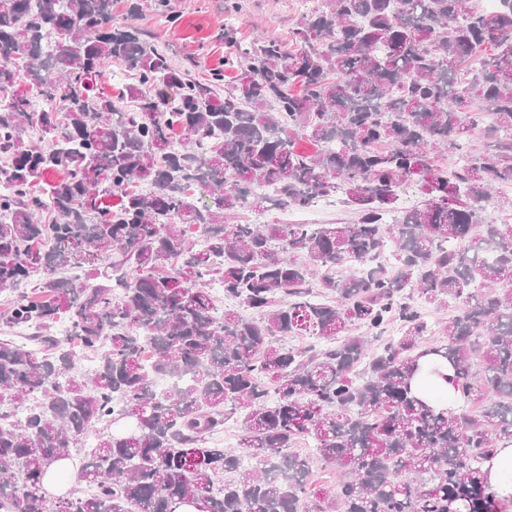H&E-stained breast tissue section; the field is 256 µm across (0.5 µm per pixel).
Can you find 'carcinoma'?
<instances>
[{"label":"carcinoma","mask_w":512,"mask_h":512,"mask_svg":"<svg viewBox=\"0 0 512 512\" xmlns=\"http://www.w3.org/2000/svg\"><path fill=\"white\" fill-rule=\"evenodd\" d=\"M112 4L0 0V293L29 332L0 338V403L24 412L0 411V512H497L481 466L512 444V224L481 214L512 207V0H321L204 78ZM114 62L138 79L117 97ZM332 196L356 219L224 223ZM84 260L104 269L71 275ZM450 299L431 327L422 303ZM421 349L454 367L449 415L411 394ZM73 448L99 494L51 497Z\"/></svg>","instance_id":"obj_1"}]
</instances>
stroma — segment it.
<instances>
[{
    "mask_svg": "<svg viewBox=\"0 0 512 512\" xmlns=\"http://www.w3.org/2000/svg\"><path fill=\"white\" fill-rule=\"evenodd\" d=\"M300 12L299 0H238V10L232 14L225 13L224 0H170L164 14L130 13L129 0H114L112 7L117 21L140 27L166 43L177 65H191L200 75L217 67L229 49L219 30L231 28L247 40H284Z\"/></svg>",
    "mask_w": 512,
    "mask_h": 512,
    "instance_id": "stroma-1",
    "label": "stroma"
}]
</instances>
